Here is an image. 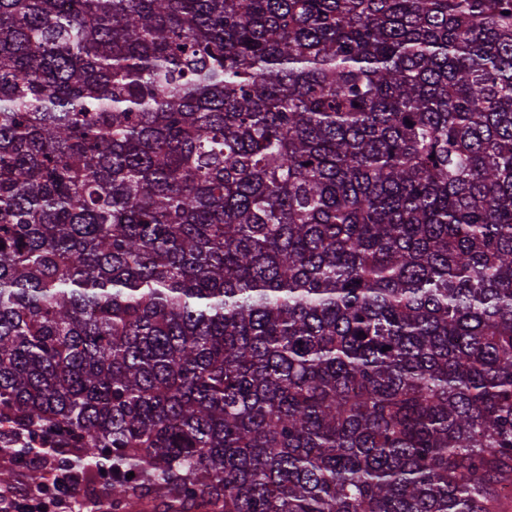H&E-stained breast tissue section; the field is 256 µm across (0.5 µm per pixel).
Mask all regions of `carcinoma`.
Wrapping results in <instances>:
<instances>
[{"mask_svg":"<svg viewBox=\"0 0 512 512\" xmlns=\"http://www.w3.org/2000/svg\"><path fill=\"white\" fill-rule=\"evenodd\" d=\"M0 244L112 512H508L512 0H0Z\"/></svg>","mask_w":512,"mask_h":512,"instance_id":"obj_1","label":"carcinoma"}]
</instances>
